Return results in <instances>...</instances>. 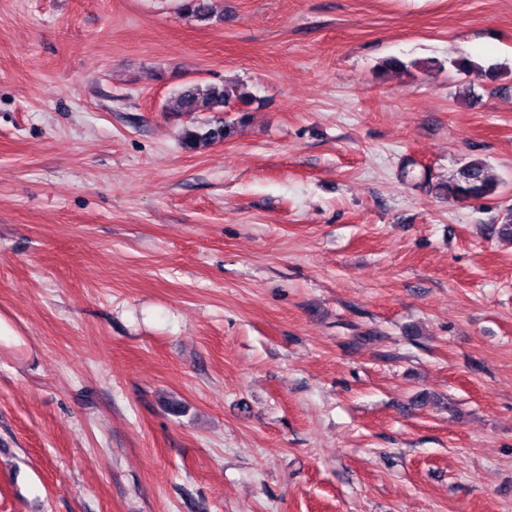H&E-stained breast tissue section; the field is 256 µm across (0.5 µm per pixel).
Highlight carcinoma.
<instances>
[{"label":"carcinoma","mask_w":512,"mask_h":512,"mask_svg":"<svg viewBox=\"0 0 512 512\" xmlns=\"http://www.w3.org/2000/svg\"><path fill=\"white\" fill-rule=\"evenodd\" d=\"M182 11L200 22L212 19L210 0H184ZM257 103L255 96L245 93L238 84L224 82L201 86L197 83L186 86L169 106L172 112L192 115L196 112H237L246 115ZM234 123L193 122L185 128L183 142L191 147L196 143L214 144L230 135ZM497 181L488 171V165L480 160H470L459 171V176L449 185V192L461 199H485L495 194Z\"/></svg>","instance_id":"1"}]
</instances>
